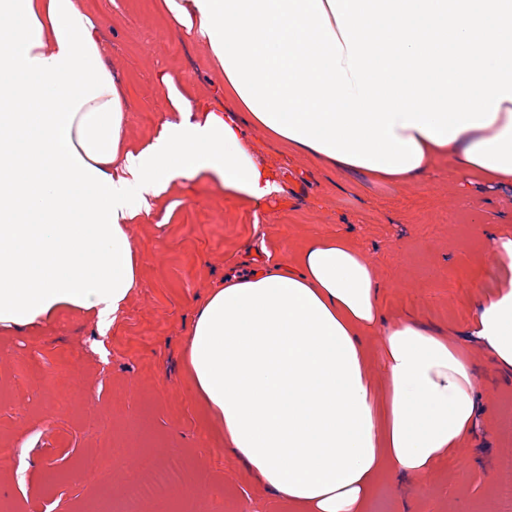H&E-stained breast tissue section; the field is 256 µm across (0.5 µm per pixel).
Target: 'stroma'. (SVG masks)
Wrapping results in <instances>:
<instances>
[{
    "label": "stroma",
    "instance_id": "35a3bbf8",
    "mask_svg": "<svg viewBox=\"0 0 512 512\" xmlns=\"http://www.w3.org/2000/svg\"><path fill=\"white\" fill-rule=\"evenodd\" d=\"M97 17L104 61L124 86L129 148L155 141L165 122L156 82L171 74L188 95L224 104V76L205 47L173 28L157 0H83ZM256 160L281 190L255 204L224 194L202 174L172 182L130 226L138 286L108 331L92 315L0 329V512H104L136 462L181 456L185 482L150 512H288L224 450L193 395L184 354L209 291L228 269L282 264L312 240L342 234L383 285L386 319L412 315L462 347L477 366L476 439L434 471L385 486L373 512H502L495 494L512 484V373L500 371L469 334L475 305L505 265L479 234L483 222L512 237V191H461L447 160L390 184L341 172L263 133H247ZM56 373L16 378L15 359Z\"/></svg>",
    "mask_w": 512,
    "mask_h": 512
}]
</instances>
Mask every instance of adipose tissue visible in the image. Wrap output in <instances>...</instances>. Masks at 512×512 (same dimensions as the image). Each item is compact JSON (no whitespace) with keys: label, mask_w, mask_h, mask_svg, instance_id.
<instances>
[{"label":"adipose tissue","mask_w":512,"mask_h":512,"mask_svg":"<svg viewBox=\"0 0 512 512\" xmlns=\"http://www.w3.org/2000/svg\"><path fill=\"white\" fill-rule=\"evenodd\" d=\"M253 128L399 183L451 157L461 189L512 188V0H159ZM166 124L125 148L128 110L80 0H0V327L61 310L117 319L138 285L129 226L178 178L260 202L280 190L240 122L159 74ZM345 237L212 288L191 331L194 394L224 448L289 512H368L379 482L434 469L476 425L477 369L412 316ZM381 331L374 353L364 336ZM470 334L512 369V280Z\"/></svg>","instance_id":"adipose-tissue-1"}]
</instances>
